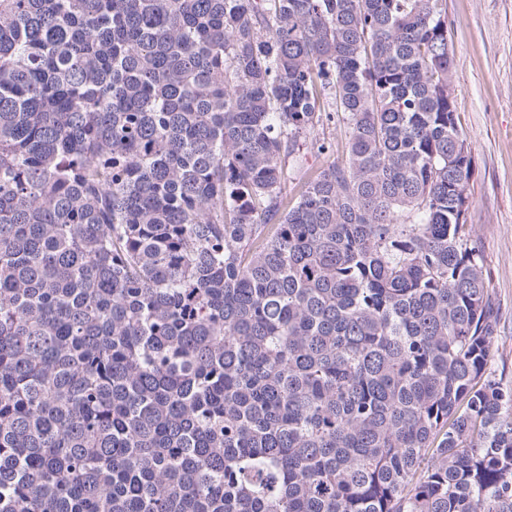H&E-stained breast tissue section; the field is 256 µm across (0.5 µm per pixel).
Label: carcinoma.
I'll list each match as a JSON object with an SVG mask.
<instances>
[{"mask_svg": "<svg viewBox=\"0 0 512 512\" xmlns=\"http://www.w3.org/2000/svg\"><path fill=\"white\" fill-rule=\"evenodd\" d=\"M453 81L447 0H0V512H512ZM331 120V122H325L324 127L320 126L315 131L314 135H310V137L308 138V142L315 135L317 138L325 137L334 139V141H336V152L330 155H322L316 161L314 160V157H311L310 154H308L307 166H312L315 169L316 167H319L321 165H326L333 161H340L342 159L345 144V128L343 126V123H339L336 118Z\"/></svg>", "mask_w": 512, "mask_h": 512, "instance_id": "1", "label": "carcinoma"}]
</instances>
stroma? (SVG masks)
<instances>
[{"instance_id": "35a3bbf8", "label": "stroma", "mask_w": 512, "mask_h": 512, "mask_svg": "<svg viewBox=\"0 0 512 512\" xmlns=\"http://www.w3.org/2000/svg\"><path fill=\"white\" fill-rule=\"evenodd\" d=\"M454 98L475 160L470 239L501 308L491 366L512 388V0H447Z\"/></svg>"}]
</instances>
